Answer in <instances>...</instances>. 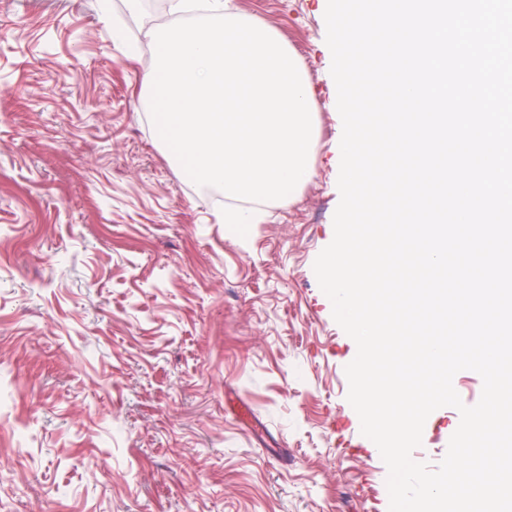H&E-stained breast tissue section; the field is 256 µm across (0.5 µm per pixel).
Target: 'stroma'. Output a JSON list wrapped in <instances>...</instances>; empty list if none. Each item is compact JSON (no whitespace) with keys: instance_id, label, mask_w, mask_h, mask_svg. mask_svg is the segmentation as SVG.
<instances>
[{"instance_id":"35a3bbf8","label":"stroma","mask_w":512,"mask_h":512,"mask_svg":"<svg viewBox=\"0 0 512 512\" xmlns=\"http://www.w3.org/2000/svg\"><path fill=\"white\" fill-rule=\"evenodd\" d=\"M233 4L288 42L315 130L310 181L244 238L147 119L171 12L0 0V512H388L313 270L340 201L327 3ZM459 421L435 410L413 459Z\"/></svg>"}]
</instances>
